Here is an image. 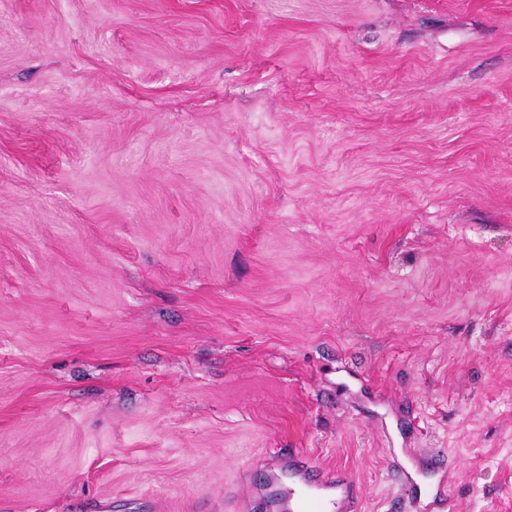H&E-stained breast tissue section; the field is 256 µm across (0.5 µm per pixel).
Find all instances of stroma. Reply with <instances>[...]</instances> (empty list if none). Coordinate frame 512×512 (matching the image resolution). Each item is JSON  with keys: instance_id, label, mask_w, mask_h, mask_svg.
I'll list each match as a JSON object with an SVG mask.
<instances>
[{"instance_id": "1", "label": "stroma", "mask_w": 512, "mask_h": 512, "mask_svg": "<svg viewBox=\"0 0 512 512\" xmlns=\"http://www.w3.org/2000/svg\"><path fill=\"white\" fill-rule=\"evenodd\" d=\"M512 512V0H0V512ZM309 461L293 456L287 466L269 476L266 495L273 512H358L361 492L347 477L326 474L320 482L307 477ZM288 477V486L283 479ZM448 484L449 480L447 479H439L437 482L433 484H428L422 487L420 484L415 482L411 477H406L404 484L402 486V491L409 498L410 497H421L422 494L432 497L433 499H438V507L443 510L442 512L448 509V505L450 500L448 499Z\"/></svg>"}]
</instances>
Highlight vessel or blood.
Returning <instances> with one entry per match:
<instances>
[{
    "mask_svg": "<svg viewBox=\"0 0 512 512\" xmlns=\"http://www.w3.org/2000/svg\"><path fill=\"white\" fill-rule=\"evenodd\" d=\"M309 468L307 459L295 456L287 466L270 474L266 495L273 512H359L361 492L354 481L328 474L317 482L309 479ZM402 490L410 497L437 499L440 512H446L449 505L444 479L423 486L408 478Z\"/></svg>",
    "mask_w": 512,
    "mask_h": 512,
    "instance_id": "obj_1",
    "label": "vessel or blood"
}]
</instances>
